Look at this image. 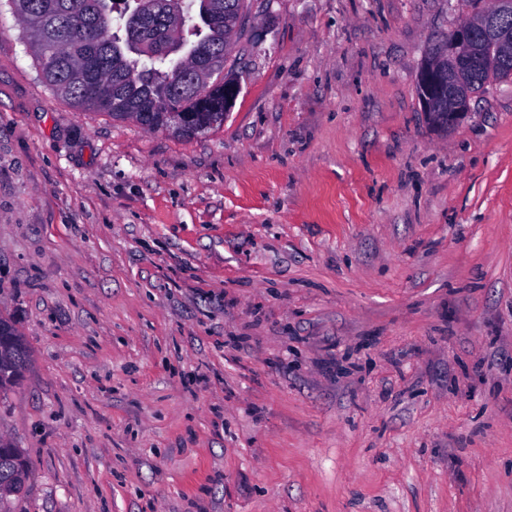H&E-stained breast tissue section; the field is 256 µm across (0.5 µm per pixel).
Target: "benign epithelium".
<instances>
[{"instance_id":"7a95c632","label":"benign epithelium","mask_w":512,"mask_h":512,"mask_svg":"<svg viewBox=\"0 0 512 512\" xmlns=\"http://www.w3.org/2000/svg\"><path fill=\"white\" fill-rule=\"evenodd\" d=\"M510 11L509 0H493V6L478 19L463 22L434 43L439 53L426 59L418 74L428 94L422 103L424 112L433 111V103L444 97L448 99V126H454L471 111L470 100L461 89L463 73L473 66H512V29L501 22V16ZM483 43L498 49L491 64L481 54Z\"/></svg>"}]
</instances>
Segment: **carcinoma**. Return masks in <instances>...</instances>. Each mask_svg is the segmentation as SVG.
Here are the masks:
<instances>
[{
	"label": "carcinoma",
	"mask_w": 512,
	"mask_h": 512,
	"mask_svg": "<svg viewBox=\"0 0 512 512\" xmlns=\"http://www.w3.org/2000/svg\"><path fill=\"white\" fill-rule=\"evenodd\" d=\"M245 0H6L27 34L43 82L85 112L130 119L149 130L189 138L224 123L225 72L241 31ZM220 79L213 80L214 75ZM489 75L469 72L470 94ZM170 112H192V131H179ZM13 339L0 345V397L19 379L29 351L13 322L0 317ZM19 475L0 495V512L28 489L29 467L19 448L0 451V480Z\"/></svg>",
	"instance_id": "1"
}]
</instances>
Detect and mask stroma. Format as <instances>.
<instances>
[{
  "label": "stroma",
  "mask_w": 512,
  "mask_h": 512,
  "mask_svg": "<svg viewBox=\"0 0 512 512\" xmlns=\"http://www.w3.org/2000/svg\"><path fill=\"white\" fill-rule=\"evenodd\" d=\"M492 0H248L224 123L41 80L0 11V437L16 512H512V78L439 132ZM510 11V0H495L476 21L463 22L433 44L440 51L424 61L418 74L429 97L422 103L424 112H433L432 103L447 97L448 128L454 126L471 111L470 100L460 87L463 73L473 66L512 67V29L503 25L500 18ZM481 43L497 47L498 54L493 63L485 61ZM2 325L4 331L11 333L8 336H14V338L7 343H2L0 348V397L4 396L21 376L15 370L17 363L25 361L28 364L29 362V351L13 322L0 317V327ZM0 447V480L1 482L6 480L0 484L1 494L12 490V483L8 479L20 472L13 494L6 496L0 495V512H14L15 501L22 498L27 492L30 471L20 448H16L15 446L11 448L12 444L10 441L2 437H0Z\"/></svg>",
  "instance_id": "1"
}]
</instances>
